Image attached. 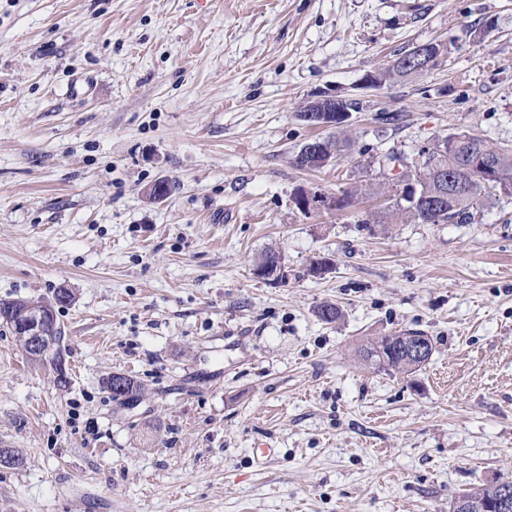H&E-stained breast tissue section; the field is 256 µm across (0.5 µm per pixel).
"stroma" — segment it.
Here are the masks:
<instances>
[{"label": "stroma", "mask_w": 512, "mask_h": 512, "mask_svg": "<svg viewBox=\"0 0 512 512\" xmlns=\"http://www.w3.org/2000/svg\"><path fill=\"white\" fill-rule=\"evenodd\" d=\"M429 41L437 67L364 88ZM325 92L362 105L352 147L297 169L338 133L298 116ZM460 131L512 147V0H0V299L74 295L66 390L0 324L25 458L0 512H448L512 480V195L470 224L293 203ZM269 249L287 282L255 277ZM404 329L433 341L419 371L358 360ZM340 144L339 139H315L311 142H308L303 148L295 155L298 154L305 148H313L314 154H311L310 157L302 156L301 161L294 160L293 164L298 169H308V170H320L324 167L330 165L333 162L338 161V157L340 153L337 155L338 145ZM316 155V156H315ZM297 199L298 200L295 201L294 198V202L301 211L296 206L297 209L306 216L308 213L305 212L334 207V202L329 198L328 193L317 187L302 188V191L298 193ZM114 380L106 378L105 384L112 389L113 382L118 386V389L123 388V382L120 379L122 377L121 374H114ZM112 380V383H111ZM127 382L125 384V387L122 392H117L115 395H113V390L107 389L108 392L112 395V400L117 402L119 406H122L125 408V406L128 407L129 401H135L137 402L140 399L141 394V385L135 381L133 378L128 377L126 378Z\"/></svg>", "instance_id": "stroma-1"}]
</instances>
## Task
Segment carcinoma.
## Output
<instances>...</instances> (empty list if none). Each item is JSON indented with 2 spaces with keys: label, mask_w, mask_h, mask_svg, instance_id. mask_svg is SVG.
I'll list each match as a JSON object with an SVG mask.
<instances>
[{
  "label": "carcinoma",
  "mask_w": 512,
  "mask_h": 512,
  "mask_svg": "<svg viewBox=\"0 0 512 512\" xmlns=\"http://www.w3.org/2000/svg\"><path fill=\"white\" fill-rule=\"evenodd\" d=\"M446 145L444 152L438 155L421 156L415 166L414 180L418 183V192L431 196L439 190L435 168L446 170L448 177L461 183L458 193L448 196L443 205L437 210L425 207L426 200L415 204L406 198V191L401 185L387 179L377 183L380 194L387 197L386 215L390 217H408L411 221L421 224H466L475 220L496 200V195L486 190L484 183L469 171V165L480 162L485 158L493 161L503 192L512 193V152L498 144L470 132L448 134L444 137ZM339 139H315L306 144L314 149V155L294 161L299 169L320 170L338 160ZM277 264L268 271V277L276 282H283L288 274L282 264L280 254L272 249L261 255L258 264ZM364 361L383 370L400 373H413L418 367L410 366L400 351V340L395 335L382 336L362 348ZM141 385L133 378H127L123 391L112 396V400L122 407L129 401H138ZM512 487V481L507 483L495 481L484 484L473 490L466 491V512H483L485 502L498 495L503 485Z\"/></svg>",
  "instance_id": "carcinoma-1"
}]
</instances>
